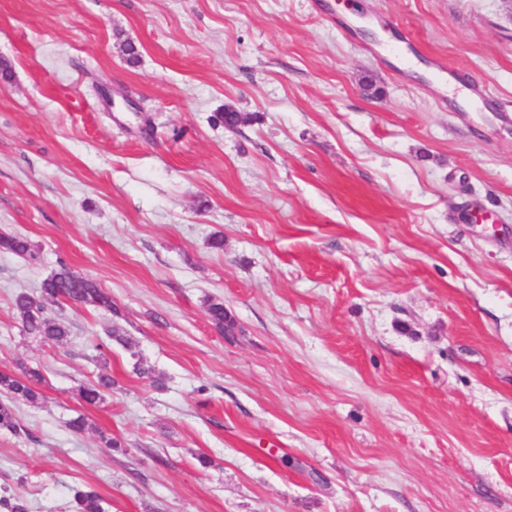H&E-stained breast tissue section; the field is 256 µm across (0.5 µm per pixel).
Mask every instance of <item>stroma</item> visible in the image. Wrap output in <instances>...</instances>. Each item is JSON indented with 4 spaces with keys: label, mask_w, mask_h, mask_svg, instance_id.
Masks as SVG:
<instances>
[{
    "label": "stroma",
    "mask_w": 512,
    "mask_h": 512,
    "mask_svg": "<svg viewBox=\"0 0 512 512\" xmlns=\"http://www.w3.org/2000/svg\"><path fill=\"white\" fill-rule=\"evenodd\" d=\"M3 61L0 233L36 256L0 250V370L40 367L45 402L0 430V486L512 512V0H0ZM62 262L117 312L50 307L54 344L13 298ZM207 316L215 328L221 332L233 333L235 320L227 309H224V303L220 300H208L206 305ZM112 389V379L107 375H100L96 382L79 386L80 399L88 404H95L104 399L105 393Z\"/></svg>",
    "instance_id": "stroma-1"
}]
</instances>
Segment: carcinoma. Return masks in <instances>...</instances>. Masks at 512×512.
<instances>
[{
    "label": "carcinoma",
    "mask_w": 512,
    "mask_h": 512,
    "mask_svg": "<svg viewBox=\"0 0 512 512\" xmlns=\"http://www.w3.org/2000/svg\"><path fill=\"white\" fill-rule=\"evenodd\" d=\"M0 247L18 256H34L30 240L21 235H0ZM64 302L91 306L110 313H117L112 304V297L92 279L74 274L64 264L46 277L37 290L22 291L13 299V310L21 323L24 333L43 340L61 343L70 336V326L62 319L48 316V307ZM207 316L215 328L221 332L231 333L235 320L224 303L210 300L206 305ZM45 377L38 367H21V374L0 371V429L18 433L20 425L15 412L18 403L32 406L40 404L41 396L37 385ZM112 389V378L100 375L95 382L79 386L80 399L88 404H95L104 399L105 393ZM73 512H105L103 500L95 491L87 488H72ZM0 512H27L25 499L17 492H10L0 487Z\"/></svg>",
    "instance_id": "1"
}]
</instances>
